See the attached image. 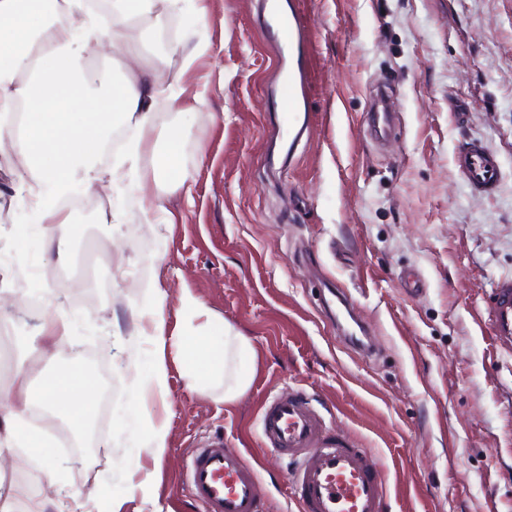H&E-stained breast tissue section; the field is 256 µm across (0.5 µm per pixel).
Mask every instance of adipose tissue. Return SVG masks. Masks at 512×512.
<instances>
[{"label": "adipose tissue", "mask_w": 512, "mask_h": 512, "mask_svg": "<svg viewBox=\"0 0 512 512\" xmlns=\"http://www.w3.org/2000/svg\"><path fill=\"white\" fill-rule=\"evenodd\" d=\"M182 2L113 0L112 20L106 23L89 8L88 0H0V112L10 113L19 102L24 105L18 131L0 128V146L8 145L18 162L12 188L26 193L33 217L12 247L16 263H24L34 249L64 257L72 239L82 232L65 210V199L101 184L138 193L141 209L155 223H171V213L155 196L143 193L142 176L147 167L165 171L172 180L180 174L179 129L169 130L162 151L151 146L155 115L180 99V80H161L155 63L121 76L109 69H93L85 54L132 52L139 40L138 24L160 20L179 10ZM119 128L126 133L123 153L111 166H103L101 151ZM63 225L68 226V235L59 234ZM166 301L167 293L157 280L139 308L151 345V367L149 377L133 388L138 420L149 417L150 399L165 397L169 358L181 361L187 385L193 389L231 368V380L224 387L228 401L251 381L252 347L247 337L229 324L210 321L206 333L168 336ZM15 388L8 414L0 417V446L11 445L21 433L31 456L42 455L44 448L40 434L25 425L32 407L64 409L70 426L77 429L85 426L95 408L94 383L70 370L46 374L35 391L22 378Z\"/></svg>", "instance_id": "ef3b65f1"}]
</instances>
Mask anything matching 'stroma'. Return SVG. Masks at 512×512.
Returning <instances> with one entry per match:
<instances>
[{
	"instance_id": "35a3bbf8",
	"label": "stroma",
	"mask_w": 512,
	"mask_h": 512,
	"mask_svg": "<svg viewBox=\"0 0 512 512\" xmlns=\"http://www.w3.org/2000/svg\"><path fill=\"white\" fill-rule=\"evenodd\" d=\"M307 35L311 73L296 145L279 130L280 56L287 48L264 0H208L196 39L210 52L186 77L180 105L158 112V132L178 128L181 179L145 170L146 193L172 213L150 223L138 199L99 187L72 209L83 232L67 261L32 254L0 280L20 303L16 274L75 270L86 260L96 294L68 295L78 314L53 356L28 347L39 316L10 319L11 373L38 385L47 372L97 367L119 385L97 440L105 458L77 470L48 437L59 471L41 496L70 512L74 496L107 487L122 512H198L182 479L192 448L216 436L258 469L262 512H296L291 465L264 448L267 398L303 391L327 426L377 454L391 473L386 512H512V356L497 353L478 323L483 299L512 277V0H278ZM173 13L146 30L162 76L182 67L186 32ZM395 102L393 139L375 143L366 113L377 86ZM203 94L197 105L195 94ZM499 158V191L472 190L453 163L471 140ZM123 222L108 232L103 212ZM167 291L168 332L197 334L180 296L191 292L254 349L249 387L224 401V378L186 385L168 364L161 458L141 455L145 490L128 494L134 373L148 374L135 311L155 279ZM353 300L377 342L362 355L324 308L330 289Z\"/></svg>"
}]
</instances>
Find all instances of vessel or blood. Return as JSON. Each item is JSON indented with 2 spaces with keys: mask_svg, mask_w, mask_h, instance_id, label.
<instances>
[{
  "mask_svg": "<svg viewBox=\"0 0 512 512\" xmlns=\"http://www.w3.org/2000/svg\"><path fill=\"white\" fill-rule=\"evenodd\" d=\"M278 29L294 58V75L281 89L283 116L292 121L300 107L295 78L304 53L292 24ZM454 163L476 191L491 194L503 171L497 155L482 142L459 149ZM480 329L488 331L497 352L512 355V277L500 279L483 302ZM261 437L274 452L294 462L288 484L299 512H385L389 475L365 449L346 434L331 432L317 411L299 394L277 395L262 407ZM185 480L201 512H262L264 491L255 467L237 450L216 437L187 460Z\"/></svg>",
  "mask_w": 512,
  "mask_h": 512,
  "instance_id": "1",
  "label": "vessel or blood"
}]
</instances>
